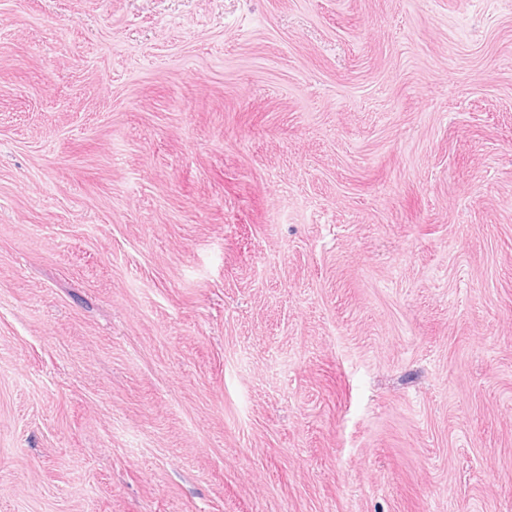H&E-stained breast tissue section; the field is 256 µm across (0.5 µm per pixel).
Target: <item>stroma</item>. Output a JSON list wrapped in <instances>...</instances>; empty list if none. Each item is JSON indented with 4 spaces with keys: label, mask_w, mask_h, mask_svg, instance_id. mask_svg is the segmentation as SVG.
Segmentation results:
<instances>
[{
    "label": "stroma",
    "mask_w": 512,
    "mask_h": 512,
    "mask_svg": "<svg viewBox=\"0 0 512 512\" xmlns=\"http://www.w3.org/2000/svg\"><path fill=\"white\" fill-rule=\"evenodd\" d=\"M0 512H512V0H0Z\"/></svg>",
    "instance_id": "stroma-1"
}]
</instances>
